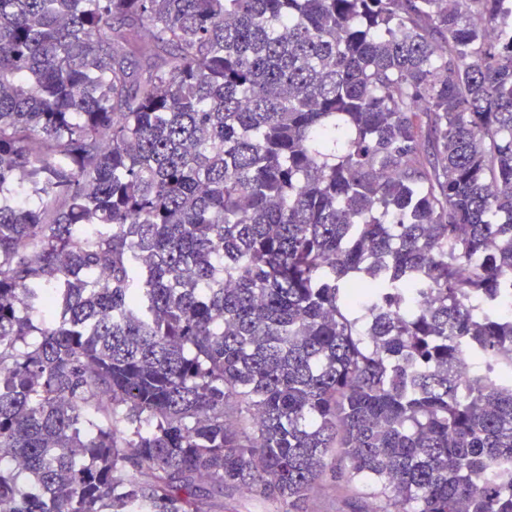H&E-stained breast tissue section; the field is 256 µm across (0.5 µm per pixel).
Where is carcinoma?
Here are the masks:
<instances>
[{
    "instance_id": "1",
    "label": "carcinoma",
    "mask_w": 512,
    "mask_h": 512,
    "mask_svg": "<svg viewBox=\"0 0 512 512\" xmlns=\"http://www.w3.org/2000/svg\"><path fill=\"white\" fill-rule=\"evenodd\" d=\"M511 297L512 0H0L8 512H512ZM365 496L354 486H334L324 482L309 494L308 512H362L366 507Z\"/></svg>"
}]
</instances>
